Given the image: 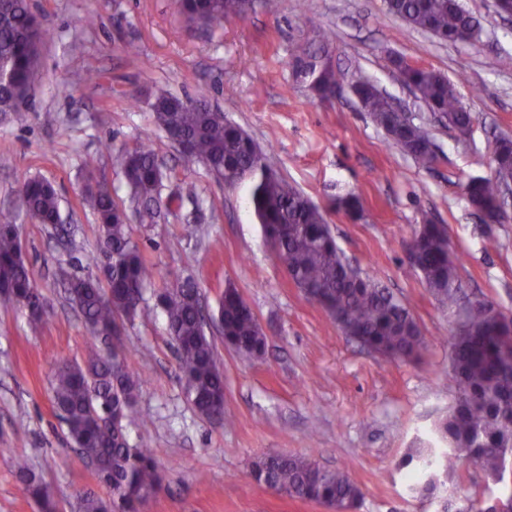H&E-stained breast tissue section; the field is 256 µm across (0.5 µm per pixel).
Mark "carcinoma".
Listing matches in <instances>:
<instances>
[{
    "label": "carcinoma",
    "mask_w": 512,
    "mask_h": 512,
    "mask_svg": "<svg viewBox=\"0 0 512 512\" xmlns=\"http://www.w3.org/2000/svg\"><path fill=\"white\" fill-rule=\"evenodd\" d=\"M189 24L206 28L260 8L275 11L276 0H178ZM387 11L407 26L425 31L450 44L475 43L482 27L459 0H385ZM48 28L33 15L29 0H0V112L30 90L36 66L35 50ZM330 37L322 33L292 55L289 65L295 80L307 86L320 102H328L340 84L341 72L326 62ZM400 82L425 102L436 116L461 138L470 135L473 116L460 103L456 85L447 76L400 60L394 64ZM364 111L386 134L391 144L423 168L437 161L427 130L410 120L397 119L389 97L370 82L356 83ZM155 125L185 144L190 157L223 170H256L249 203L276 261L300 289L311 291L344 335L386 357H413L421 347V331L410 311L382 284L350 270L322 211L265 163L252 137L224 119L207 103H183L161 93L149 102ZM494 175L472 180L466 188L470 207L503 220L505 187L512 181V139L495 145ZM129 189V200L143 224H154L182 195L162 196L166 175L157 166L151 135L116 157ZM88 171L83 199L96 214L103 240L101 253L88 265L103 271L68 280L67 291L77 300L86 327L97 337H110L105 354L96 353L82 363L63 361L53 375V400L69 436L82 455L100 462L99 482L111 490L104 499L92 492L78 498V512H139L161 489L154 453L130 444L128 424L140 419L136 409L139 378L128 371L118 323L133 322L148 311L144 294L152 269L130 234L125 206L105 186H94ZM25 212L40 224H62L54 186L40 178H27L20 191ZM420 273L429 290L454 313L463 292L457 258L448 256L447 229L422 224L413 236ZM0 295L25 307L32 329H38L45 300L36 288L11 217L0 216ZM242 296L228 284L220 296L213 320L223 323L224 341L235 351L259 358L267 340L255 318L243 312ZM168 331L177 343L185 393L194 408L210 419L224 416V373L216 363L214 345L205 333L200 294L187 282L157 295ZM493 303L484 301L466 310L468 332L453 343L450 386L455 405L438 426L449 448L434 456L422 490L437 492V473L453 472L461 462H474L487 476L498 478L512 469V318L492 315ZM27 494L43 512H56V504L43 481L23 463L17 464ZM253 481L274 493L323 504L333 509L355 506L361 492L343 469L328 470L308 459L269 454L250 470Z\"/></svg>",
    "instance_id": "obj_1"
}]
</instances>
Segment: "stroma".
Segmentation results:
<instances>
[{
  "instance_id": "1",
  "label": "stroma",
  "mask_w": 512,
  "mask_h": 512,
  "mask_svg": "<svg viewBox=\"0 0 512 512\" xmlns=\"http://www.w3.org/2000/svg\"><path fill=\"white\" fill-rule=\"evenodd\" d=\"M482 24L472 45L442 44L387 13L384 0H279L276 14L228 19L212 30L186 23L175 0H30L50 28L28 111L0 118V211L15 215L22 251L46 300L40 331L22 306L0 301V512H41L17 476L27 462L54 491L59 512H76L80 493L108 496L74 447L51 399L61 360L101 349L69 301L62 281L88 272L103 246L96 216L82 199L87 169L127 203L114 156L152 133L170 185L196 187L204 220L190 223L191 204L155 224L131 222V235L153 269L147 317L124 324L129 371L143 379L137 408L147 426H129L131 444L152 448L161 491L141 512H329L272 493L250 477L269 453L296 455L345 469L361 498L352 512H441L448 497L486 508L512 495L479 467L464 463L443 487L419 491L401 468L416 448H438L437 424L454 400L448 388L455 326L452 315L407 260L402 243L425 221L444 225L460 258L459 280L472 298L512 314V222L488 224L469 206L466 184L491 176L495 140L512 137V17L495 0H460ZM94 25H86L87 15ZM331 34L346 81L323 104L295 82L288 61L307 38ZM136 53H128V46ZM433 68L453 81L475 118L457 139L398 80L393 56ZM100 77L90 83L88 70ZM366 79L385 90L430 131L439 161L420 168L392 146L363 112L348 83ZM167 91L218 107L261 147L269 168L324 210L346 258L402 300L417 321L419 354L401 360L346 337L277 264L247 205L249 181L215 182L203 164L179 153L157 130L146 100ZM56 188L65 233L19 210L24 178ZM358 195L361 218L337 209ZM194 279L206 309L225 284L236 286L267 337L263 358H246L208 334L224 373V418L200 415L188 401L175 345L156 293Z\"/></svg>"
}]
</instances>
